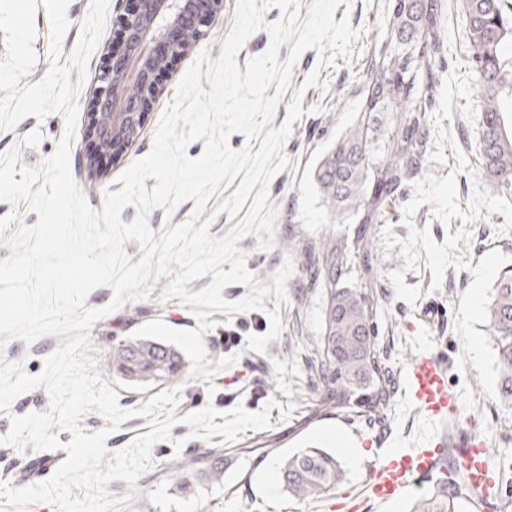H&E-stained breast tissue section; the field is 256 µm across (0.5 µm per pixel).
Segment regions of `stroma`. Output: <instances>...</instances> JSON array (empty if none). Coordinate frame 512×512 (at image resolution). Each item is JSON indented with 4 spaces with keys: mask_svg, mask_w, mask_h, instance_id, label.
Listing matches in <instances>:
<instances>
[{
    "mask_svg": "<svg viewBox=\"0 0 512 512\" xmlns=\"http://www.w3.org/2000/svg\"><path fill=\"white\" fill-rule=\"evenodd\" d=\"M447 22L443 32L445 55L449 67L459 74H467V37L461 16L459 0H446ZM129 0H109L105 32L92 56L87 80L81 90L79 103L87 105L92 91L97 87L99 70L106 47L116 36L117 19L129 8ZM389 0H351L350 7H337L335 19L349 18L352 27L365 28L366 33L354 42L351 60L337 58L335 67L319 68L316 50L305 51L293 69L291 92L282 97L272 128H279L286 116L293 89L302 87L304 79L311 72H318L320 79L328 80L327 90L306 89L302 105L318 104L324 111L308 114L294 122L293 133L284 148L290 157V165L278 174L270 184L269 202L278 208L275 246L267 251L259 250L255 236L239 241L240 249L247 254L246 266L253 271L257 281L271 284V276L285 258H292L294 273L287 281L288 303L276 306L274 297L264 300L265 311H248L227 317L213 312L216 326L205 333L203 341L210 361L224 356H235L236 361L220 371L216 377L204 382L185 377L181 386L177 416H184L213 405L227 411L236 405L251 412L266 407L269 400H277L278 408L270 412L271 425L262 431H246L240 445L259 443L273 438L277 441L275 452L264 455L258 452L239 457L226 471L223 483L201 484L196 495L182 497L165 478L164 472L174 459L177 450L171 442L154 445L151 457L153 467L137 481L138 496L125 512H329V500L314 499L300 501L288 494L284 488L275 492L266 489L267 471L279 468L282 458L288 453L308 446L336 450L337 437L347 438L352 446L360 448L365 457L362 466L355 467L343 462L346 480L337 491L336 500L360 494L367 475V466L381 455L409 448L427 432V424L416 413L410 400L406 371L414 358L424 351L438 352L448 363V381L461 396L466 414L471 415L478 428L489 441V455L493 463L512 462V412L507 411L499 400L487 396L478 381L474 367L459 371L457 360L463 345L454 331L455 318L459 312L460 297L473 280L470 271L447 267L439 290H432V273L428 268L405 271V261L398 250L384 251L380 237H373L374 262L377 270V297L379 299L380 338L391 354V361L397 371L398 392L388 418L389 427L380 431L359 421L353 413L342 410L322 417L310 425H303V418L311 411L309 389L304 381L303 365L299 357L293 356L297 332L313 337L321 329V295L311 300H302V289L306 282L305 247L318 241L323 235L333 233L339 237H352L355 227L348 223L334 222L324 206L321 197L310 179V172L320 156L355 122L357 114L354 90L373 50L381 48L387 41L386 19ZM191 63L190 58L175 62L162 83V93L152 99L147 107L149 113L146 125L138 140L130 146L120 160L102 158L105 175L93 179L85 166V157L93 152L94 145L77 134L70 152L72 174L81 189L87 190V200L93 209H101L103 195L114 180L136 159L146 155L152 145V138L160 116L172 99L176 86ZM462 98H454L453 117L444 121V128L450 129L455 141L454 147L445 148L446 164L430 162L425 171L437 177L447 176L457 160L455 151H462L469 160L471 170L479 169L478 140L476 127L461 114ZM41 129L43 137L37 147L28 148L23 144L25 135L32 129ZM64 131V118L59 114L37 120L29 116L15 128L0 130V152L19 148L22 164L39 165L50 156ZM417 228H430L436 243H443L450 231L467 227L472 234L470 245L459 246L458 253L463 261L478 265L480 259L491 250L497 249L512 256V235L496 236L495 229L503 225L502 214L494 213L470 224L452 219L450 225L432 220L430 205H422L413 218ZM292 241L294 247L286 251L282 242ZM404 270V281L409 286H421L422 293L416 304H408L395 296L387 277L388 272ZM168 278H161L154 286L148 299L125 304L96 322L91 330V342L97 358V369L104 380L118 393L119 404L134 408L158 394L155 386L134 388L112 375L106 362L112 350L113 337H127L142 324L160 318L176 329H194L198 323L187 307L178 299L161 303L160 296L168 285ZM279 308L284 330L281 336L267 345L266 353L259 354L246 348V339L251 334L266 333L270 327L268 309ZM61 343L60 337L45 336L32 344L14 340L9 342L1 355L10 361H23L28 374L41 372L43 361ZM278 380L275 388L265 386L267 375ZM294 404L295 409L288 419H281L280 405ZM42 456L41 451L26 449L18 452L13 447L0 445V483L12 487H24L40 482V475L32 474L31 467Z\"/></svg>",
    "mask_w": 512,
    "mask_h": 512,
    "instance_id": "1",
    "label": "stroma"
}]
</instances>
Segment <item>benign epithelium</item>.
<instances>
[{
	"instance_id": "benign-epithelium-1",
	"label": "benign epithelium",
	"mask_w": 512,
	"mask_h": 512,
	"mask_svg": "<svg viewBox=\"0 0 512 512\" xmlns=\"http://www.w3.org/2000/svg\"><path fill=\"white\" fill-rule=\"evenodd\" d=\"M223 11V0H136L119 20V37L108 46L88 103L85 136L95 144L87 166L117 156L139 137L145 103L161 92L158 72L191 53Z\"/></svg>"
}]
</instances>
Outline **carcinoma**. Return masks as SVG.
I'll return each mask as SVG.
<instances>
[{"instance_id": "carcinoma-1", "label": "carcinoma", "mask_w": 512, "mask_h": 512, "mask_svg": "<svg viewBox=\"0 0 512 512\" xmlns=\"http://www.w3.org/2000/svg\"><path fill=\"white\" fill-rule=\"evenodd\" d=\"M469 39L467 64L480 92V161L485 180L512 191V20L508 0H461ZM391 46L379 49L361 76L359 117L318 160L311 179L331 215L351 217L358 230L352 244L326 235L313 253L307 292L324 291L321 335L298 336L303 367L313 393L306 422L341 408L370 425L384 423L396 396V378L379 340L374 306V226L389 203L404 195L419 173L440 84L435 62L443 56L442 0H390ZM500 366L498 395L512 409V266L502 269L488 316ZM108 366L133 387L178 386L186 375L183 355L156 339H119ZM246 448L208 449L183 455L165 473L182 495L202 483H221L224 471ZM281 482L299 500L336 494L344 472L336 455L317 447L286 456ZM469 491L452 472L441 474L419 495L411 512H467Z\"/></svg>"}]
</instances>
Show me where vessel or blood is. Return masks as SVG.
<instances>
[{
    "label": "vessel or blood",
    "mask_w": 512,
    "mask_h": 512,
    "mask_svg": "<svg viewBox=\"0 0 512 512\" xmlns=\"http://www.w3.org/2000/svg\"><path fill=\"white\" fill-rule=\"evenodd\" d=\"M408 384L417 413L441 430L420 447L396 451L372 466L365 493L354 500L352 512H365L370 502H392L410 486L448 469L479 497L501 483L499 471L488 459L485 437L461 417L459 397L448 384L442 357L422 355L408 373Z\"/></svg>",
    "instance_id": "obj_1"
}]
</instances>
